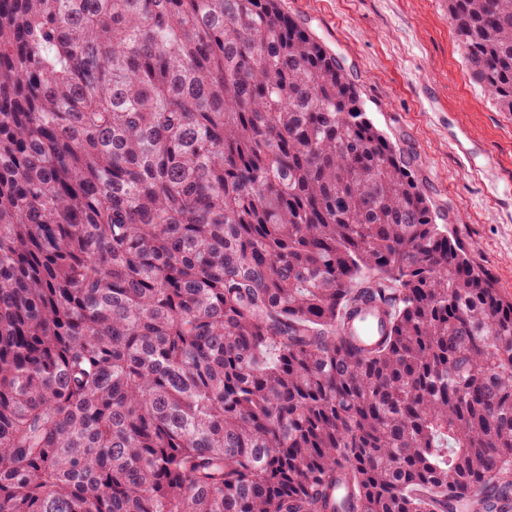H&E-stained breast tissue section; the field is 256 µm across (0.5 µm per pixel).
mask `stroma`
I'll return each instance as SVG.
<instances>
[{
	"instance_id": "stroma-1",
	"label": "stroma",
	"mask_w": 512,
	"mask_h": 512,
	"mask_svg": "<svg viewBox=\"0 0 512 512\" xmlns=\"http://www.w3.org/2000/svg\"><path fill=\"white\" fill-rule=\"evenodd\" d=\"M340 62L447 225L512 299V112L473 81L448 0H280ZM489 154L493 167H484Z\"/></svg>"
}]
</instances>
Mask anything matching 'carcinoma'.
<instances>
[{"label":"carcinoma","instance_id":"obj_1","mask_svg":"<svg viewBox=\"0 0 512 512\" xmlns=\"http://www.w3.org/2000/svg\"><path fill=\"white\" fill-rule=\"evenodd\" d=\"M448 18L512 112V0ZM486 498L512 301L279 0H0V512ZM351 323L355 324V328L359 332L358 335L364 328L368 329V338L380 335V321H376L373 317V304L371 302L363 303L358 308V313L352 317Z\"/></svg>","mask_w":512,"mask_h":512}]
</instances>
